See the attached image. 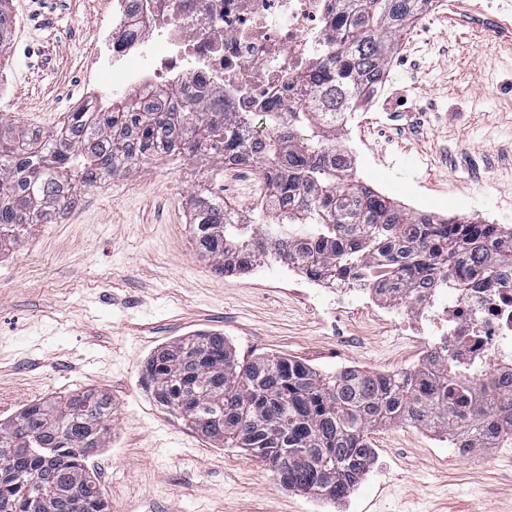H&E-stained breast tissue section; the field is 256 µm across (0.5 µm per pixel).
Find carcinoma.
Returning <instances> with one entry per match:
<instances>
[{
  "mask_svg": "<svg viewBox=\"0 0 512 512\" xmlns=\"http://www.w3.org/2000/svg\"><path fill=\"white\" fill-rule=\"evenodd\" d=\"M334 39L326 56L295 76L297 103L267 115L271 131L254 147L249 121L186 100L166 111L171 88L145 105L112 97L102 112H70L57 131L17 133L0 121V248L17 245L36 224L50 223L74 202V182L97 187L158 158H208L215 178L224 161L258 165L267 199L265 221L207 189L194 195L192 239L219 273L233 259L304 262L329 281L358 276L400 289L435 280L512 270V227L473 219L412 214L349 174L340 129L385 76L410 24L432 0H333ZM14 19L0 0V54ZM448 355L387 382L372 371L322 373L287 357L241 359L224 334L203 332L151 354L142 381L160 407L180 415L219 448H244L280 485L309 497H348L371 466L369 433L378 425L434 430L452 441L473 435L483 448L512 444V392L490 384L473 399L448 377ZM112 430V398L75 391L27 406L0 421V512H110L86 465L87 449L104 448Z\"/></svg>",
  "mask_w": 512,
  "mask_h": 512,
  "instance_id": "carcinoma-1",
  "label": "carcinoma"
}]
</instances>
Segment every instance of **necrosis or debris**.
Returning a JSON list of instances; mask_svg holds the SVG:
<instances>
[{
	"label": "necrosis or debris",
	"instance_id": "1",
	"mask_svg": "<svg viewBox=\"0 0 512 512\" xmlns=\"http://www.w3.org/2000/svg\"><path fill=\"white\" fill-rule=\"evenodd\" d=\"M332 0H113L112 26L96 35L97 56L81 85L83 109L98 89L171 87L213 112H269L296 101L294 78L327 52ZM312 303L334 308L358 302L392 319L405 335L446 352L463 382L512 381V278L480 277L465 288L440 280L435 288L398 299L351 280L324 286L289 267Z\"/></svg>",
	"mask_w": 512,
	"mask_h": 512
}]
</instances>
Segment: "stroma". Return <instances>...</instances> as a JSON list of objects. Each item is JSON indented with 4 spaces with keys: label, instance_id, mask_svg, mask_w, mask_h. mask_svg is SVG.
I'll use <instances>...</instances> for the list:
<instances>
[{
    "label": "stroma",
    "instance_id": "35a3bbf8",
    "mask_svg": "<svg viewBox=\"0 0 512 512\" xmlns=\"http://www.w3.org/2000/svg\"><path fill=\"white\" fill-rule=\"evenodd\" d=\"M108 0H11L16 25L0 60V117L56 130L96 52ZM392 59L383 102L356 112L342 139L361 182L408 204L420 180L431 212L512 225V27L455 0L413 24ZM408 97L412 109L398 106ZM382 150L394 171L375 165ZM211 167L176 156L77 187L62 224L34 226L0 252V419L75 389L112 397L94 473L112 512H512V450L451 455L448 439L391 424L342 503L285 490L239 448H218L157 406L144 360L201 331L238 356H287L333 373L395 371L422 348L358 304L328 315L270 274L220 275L195 250L192 196Z\"/></svg>",
    "mask_w": 512,
    "mask_h": 512
}]
</instances>
